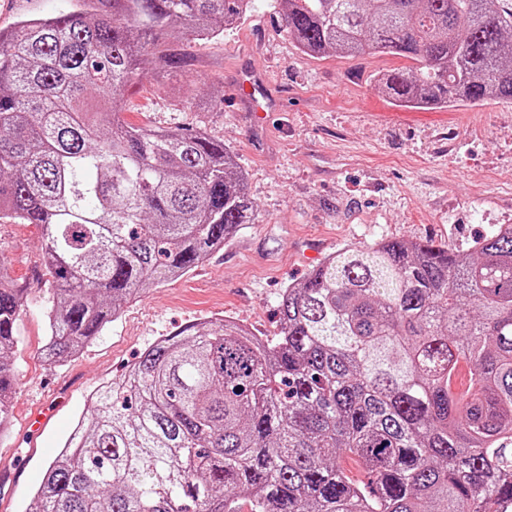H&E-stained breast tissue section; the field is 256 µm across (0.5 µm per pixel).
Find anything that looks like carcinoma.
Wrapping results in <instances>:
<instances>
[{"mask_svg":"<svg viewBox=\"0 0 512 512\" xmlns=\"http://www.w3.org/2000/svg\"><path fill=\"white\" fill-rule=\"evenodd\" d=\"M253 0H75L0 29V223L42 229V353H81L253 207L224 141L121 116L146 65L191 66ZM313 58L389 54L400 106L512 104V0H278ZM27 288L0 254V437ZM279 329L224 319L150 345L91 397L33 512H512V225L461 250L381 240L288 284ZM467 389L448 386L459 362ZM357 457L367 481L340 466Z\"/></svg>","mask_w":512,"mask_h":512,"instance_id":"cac0c4a2","label":"carcinoma"}]
</instances>
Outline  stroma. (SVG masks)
Segmentation results:
<instances>
[{"mask_svg": "<svg viewBox=\"0 0 512 512\" xmlns=\"http://www.w3.org/2000/svg\"><path fill=\"white\" fill-rule=\"evenodd\" d=\"M188 51L190 71L170 77L180 96L146 71L125 89L122 118L138 127L201 128L222 139L246 177L253 221L194 271L124 305L63 363L40 351L53 286L42 266V230L0 224V252L29 293L16 324V394L0 438V470L20 467L25 476L0 482V512H27L91 393L121 379L156 339L215 318L277 333L279 296L311 270L312 246L325 257L387 238L466 248L512 224L511 105H397L376 76L408 67V60L306 56L288 37L275 0H256L236 27L192 42ZM243 61L265 74L281 101L262 124L235 96ZM210 96L216 106L198 111L195 101Z\"/></svg>", "mask_w": 512, "mask_h": 512, "instance_id": "1", "label": "stroma"}]
</instances>
